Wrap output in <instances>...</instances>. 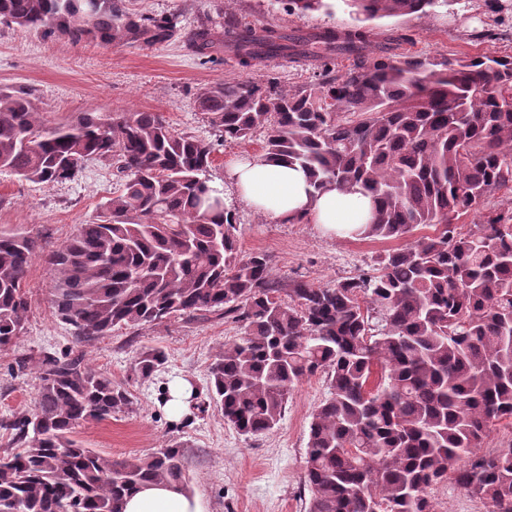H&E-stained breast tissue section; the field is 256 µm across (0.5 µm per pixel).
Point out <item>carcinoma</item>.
<instances>
[{
    "label": "carcinoma",
    "mask_w": 512,
    "mask_h": 512,
    "mask_svg": "<svg viewBox=\"0 0 512 512\" xmlns=\"http://www.w3.org/2000/svg\"><path fill=\"white\" fill-rule=\"evenodd\" d=\"M356 24L286 40L206 21L182 34L174 15L123 0H0V25L113 47L180 37L198 54L225 45L250 66L285 51L352 56L353 68L295 89L276 79L201 87L198 113L224 141L266 129L267 162L304 169L320 192L359 187L378 207L359 235L404 239L367 272L330 286L281 288L269 255L242 254L235 213L207 177L215 147L158 112H83L50 124L31 93L0 89V170L38 184L72 181L85 162L119 188L94 221L49 254L56 315L91 342L116 326L204 312L243 323L210 364V401L237 432L272 430L305 378L327 396L312 415L308 512H433L429 491L453 480L490 512H512V448L480 455L512 420V55L370 60L367 23L426 14L448 0H342ZM317 11L328 0H286ZM475 214L466 230L463 216ZM40 239L0 228V351L28 320L27 273ZM165 364L139 351L132 376ZM37 406L4 422L17 451L0 455V512H123L151 482L187 483L178 444L108 457L73 437L82 422L130 409L128 391L68 353L39 362Z\"/></svg>",
    "instance_id": "carcinoma-1"
}]
</instances>
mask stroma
<instances>
[{
    "mask_svg": "<svg viewBox=\"0 0 512 512\" xmlns=\"http://www.w3.org/2000/svg\"><path fill=\"white\" fill-rule=\"evenodd\" d=\"M132 12L176 15L183 31L205 19L242 28L277 29L290 38L327 28H343L352 20L341 4L310 13L288 11L280 0H126ZM372 39L383 46L401 38V53L419 57L456 58L466 55L512 54V11L492 12L489 0H449L424 15L376 20ZM354 64L344 56L272 55L254 66H242L232 49L209 58L191 52L179 39L153 47H112L0 25V86L31 91L49 122H62L88 111L161 113L180 131L214 142L212 183L227 181L237 159L258 158L264 134L244 142L216 141L215 133L194 106L196 88L224 80L258 81L277 78L296 87L317 79L322 71L344 74ZM111 168L91 160L70 183L45 185L0 172V228L40 237L46 252L37 254L28 272L30 311L25 330L12 348L0 352V454L11 451L3 423L32 410L38 380L31 366L46 354L83 356L92 369L126 385L132 411L75 430L85 447L113 457H145L162 445L184 444L188 487L201 494L209 512H307L304 485L307 442L312 414L325 398L322 376L301 381L288 400L279 424L270 432L244 437L213 411L188 409L189 426L166 404L172 386L188 381L204 392L208 367L218 348L238 339L241 323L215 314L192 320L174 317L160 325L117 328L81 343L73 328L55 314L52 293L57 272L48 250L90 223L102 203L117 191ZM243 253L263 252L273 259L277 280L303 278L316 286L335 284L368 271L388 242L323 233L317 225L275 223L243 203L234 205ZM164 349L167 361L151 379L130 381L137 352Z\"/></svg>",
    "mask_w": 512,
    "mask_h": 512,
    "instance_id": "obj_1",
    "label": "stroma"
}]
</instances>
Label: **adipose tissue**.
Wrapping results in <instances>:
<instances>
[{"mask_svg":"<svg viewBox=\"0 0 512 512\" xmlns=\"http://www.w3.org/2000/svg\"><path fill=\"white\" fill-rule=\"evenodd\" d=\"M233 190L246 205L277 222L303 221L351 237L369 223L375 202L359 190L329 187L313 194L306 172L257 158L237 161L229 172ZM124 512H208L202 495L166 483L149 484L127 498Z\"/></svg>","mask_w":512,"mask_h":512,"instance_id":"adipose-tissue-1","label":"adipose tissue"}]
</instances>
